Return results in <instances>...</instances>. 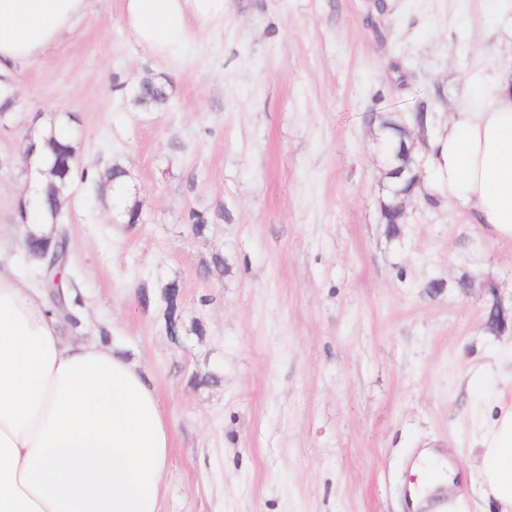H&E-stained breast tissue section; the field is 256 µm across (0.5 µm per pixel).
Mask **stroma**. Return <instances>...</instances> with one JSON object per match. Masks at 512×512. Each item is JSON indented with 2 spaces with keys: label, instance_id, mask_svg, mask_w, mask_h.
Returning a JSON list of instances; mask_svg holds the SVG:
<instances>
[{
  "label": "stroma",
  "instance_id": "stroma-1",
  "mask_svg": "<svg viewBox=\"0 0 512 512\" xmlns=\"http://www.w3.org/2000/svg\"><path fill=\"white\" fill-rule=\"evenodd\" d=\"M376 1L226 0L191 55L162 60L134 43L123 0H91L10 79L1 230L18 229L23 148L49 124L89 171L123 168L142 210L124 224L77 176L59 221L83 333L124 344L174 429L161 512H503L466 474L473 414L512 401V335L488 330L481 288L512 301V242L440 197L410 199L388 234L380 121L414 124L421 106L443 121L484 97L512 70V0ZM146 77L166 109L131 104ZM171 281L204 335H167ZM425 448L465 478L415 508Z\"/></svg>",
  "mask_w": 512,
  "mask_h": 512
}]
</instances>
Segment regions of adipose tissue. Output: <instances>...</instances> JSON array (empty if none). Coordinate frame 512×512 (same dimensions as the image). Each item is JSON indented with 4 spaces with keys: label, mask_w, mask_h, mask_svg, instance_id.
Here are the masks:
<instances>
[{
    "label": "adipose tissue",
    "mask_w": 512,
    "mask_h": 512,
    "mask_svg": "<svg viewBox=\"0 0 512 512\" xmlns=\"http://www.w3.org/2000/svg\"><path fill=\"white\" fill-rule=\"evenodd\" d=\"M139 46L187 56L191 23L223 19L225 0H123ZM89 0H0V78L70 33ZM431 177L416 194L460 204L512 242V72L488 101L453 112L426 140ZM173 444L151 378L101 336L67 335L44 289L0 246V512H160ZM473 478L512 507V402L482 417Z\"/></svg>",
    "instance_id": "obj_1"
}]
</instances>
